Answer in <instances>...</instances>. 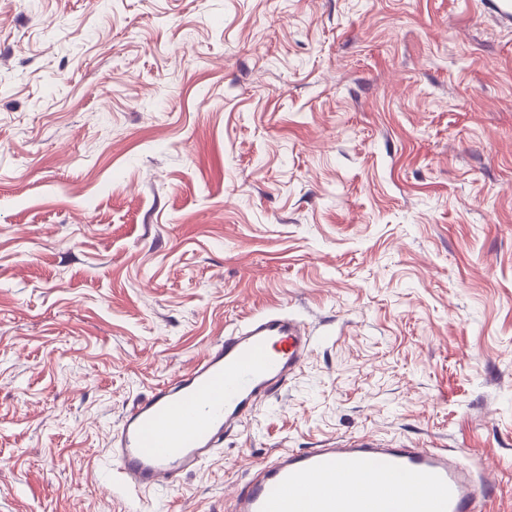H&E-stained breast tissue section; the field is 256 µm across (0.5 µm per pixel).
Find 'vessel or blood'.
I'll list each match as a JSON object with an SVG mask.
<instances>
[{"label":"vessel or blood","mask_w":512,"mask_h":512,"mask_svg":"<svg viewBox=\"0 0 512 512\" xmlns=\"http://www.w3.org/2000/svg\"><path fill=\"white\" fill-rule=\"evenodd\" d=\"M311 338L281 315L250 319L185 373L126 411L113 466L141 491L175 487L220 445L225 430L274 394L305 360ZM486 485L447 450L367 439L288 452L257 467L230 512H481Z\"/></svg>","instance_id":"b4317fda"}]
</instances>
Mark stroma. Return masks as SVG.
<instances>
[{
    "mask_svg": "<svg viewBox=\"0 0 512 512\" xmlns=\"http://www.w3.org/2000/svg\"><path fill=\"white\" fill-rule=\"evenodd\" d=\"M308 357L172 490L122 415L250 317ZM449 448L512 512V26L489 0H0V512H227Z\"/></svg>",
    "mask_w": 512,
    "mask_h": 512,
    "instance_id": "stroma-1",
    "label": "stroma"
}]
</instances>
